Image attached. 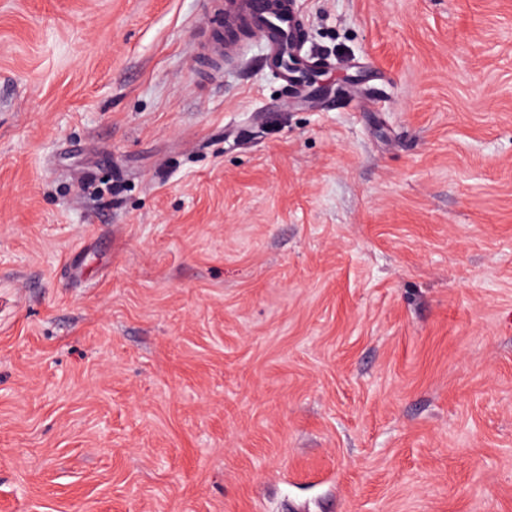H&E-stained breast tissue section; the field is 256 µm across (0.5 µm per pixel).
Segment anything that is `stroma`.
I'll return each instance as SVG.
<instances>
[{
	"label": "stroma",
	"mask_w": 512,
	"mask_h": 512,
	"mask_svg": "<svg viewBox=\"0 0 512 512\" xmlns=\"http://www.w3.org/2000/svg\"><path fill=\"white\" fill-rule=\"evenodd\" d=\"M0 0V512H512V0ZM263 3L264 0H228L221 13L225 28L241 23L253 27L268 44L269 67L287 86L299 88L301 86L296 83L298 69L319 63L301 56L302 23L291 2L285 0L284 7L277 12L265 10ZM272 32H275L274 36Z\"/></svg>",
	"instance_id": "obj_1"
}]
</instances>
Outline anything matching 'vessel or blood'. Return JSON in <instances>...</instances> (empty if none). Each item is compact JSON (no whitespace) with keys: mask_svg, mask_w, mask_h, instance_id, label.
<instances>
[{"mask_svg":"<svg viewBox=\"0 0 512 512\" xmlns=\"http://www.w3.org/2000/svg\"><path fill=\"white\" fill-rule=\"evenodd\" d=\"M264 0H227L223 19L226 28L245 23L253 27L268 44L267 61L287 86H295L300 68L311 61L301 54V21L292 5L276 12L263 7Z\"/></svg>","mask_w":512,"mask_h":512,"instance_id":"vessel-or-blood-1","label":"vessel or blood"}]
</instances>
